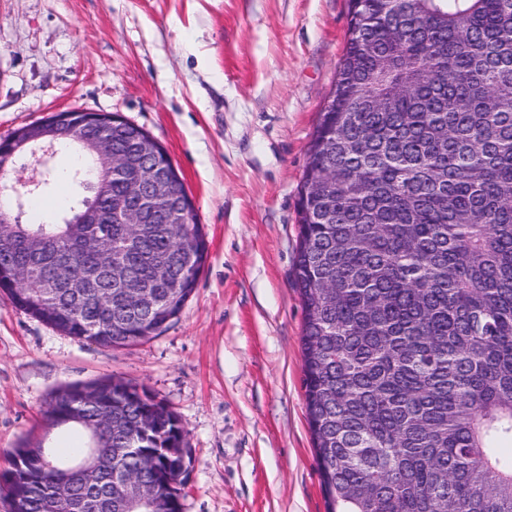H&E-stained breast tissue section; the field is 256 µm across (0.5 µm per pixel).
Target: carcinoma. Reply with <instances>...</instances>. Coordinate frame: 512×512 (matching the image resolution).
I'll return each instance as SVG.
<instances>
[{
  "label": "carcinoma",
  "instance_id": "cac0c4a2",
  "mask_svg": "<svg viewBox=\"0 0 512 512\" xmlns=\"http://www.w3.org/2000/svg\"><path fill=\"white\" fill-rule=\"evenodd\" d=\"M105 135L121 171L98 162ZM134 124L78 116L56 130L78 163L46 170L0 230V293L33 318L103 347L148 340L195 290L208 247L177 223L173 183L155 224H122L141 164ZM58 180L59 224L24 219ZM86 223L74 224L78 216ZM123 256L100 270L87 244ZM16 265L30 279H13ZM293 284L304 310L303 387L327 512H512V0H349V35L308 152ZM88 277L96 292L66 285ZM149 296L141 304L125 283ZM99 480L82 460L92 428ZM53 429H81L68 458L40 442L10 452L0 495L46 512L63 491L97 512H178L186 429L145 386L108 378L60 389ZM125 473L142 476L135 494Z\"/></svg>",
  "mask_w": 512,
  "mask_h": 512
}]
</instances>
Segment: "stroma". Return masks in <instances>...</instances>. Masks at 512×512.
I'll return each mask as SVG.
<instances>
[{
	"label": "stroma",
	"instance_id": "35a3bbf8",
	"mask_svg": "<svg viewBox=\"0 0 512 512\" xmlns=\"http://www.w3.org/2000/svg\"><path fill=\"white\" fill-rule=\"evenodd\" d=\"M348 0H0V140L117 112L169 153L208 258L154 338L104 348L0 294V470L59 388L117 376L185 425L182 512H326L304 399L296 208L348 38Z\"/></svg>",
	"mask_w": 512,
	"mask_h": 512
}]
</instances>
